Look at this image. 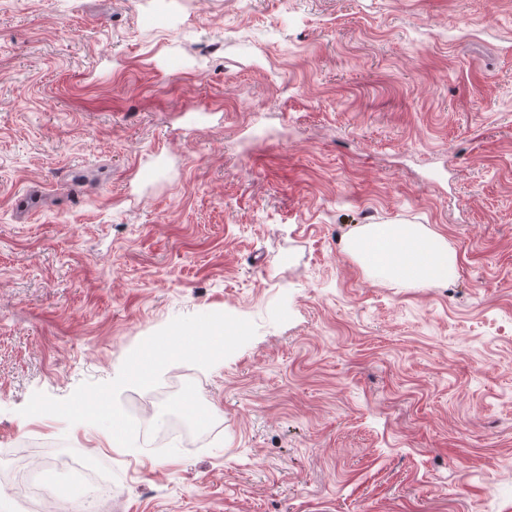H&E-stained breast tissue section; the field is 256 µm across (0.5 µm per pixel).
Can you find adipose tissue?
<instances>
[{
  "label": "adipose tissue",
  "mask_w": 512,
  "mask_h": 512,
  "mask_svg": "<svg viewBox=\"0 0 512 512\" xmlns=\"http://www.w3.org/2000/svg\"><path fill=\"white\" fill-rule=\"evenodd\" d=\"M342 249L364 269L391 282L434 288L456 275L457 258L447 239L422 224H366L344 240ZM189 354L208 360L223 356V324L175 330L135 356L132 370L145 379L158 362Z\"/></svg>",
  "instance_id": "ef3b65f1"
}]
</instances>
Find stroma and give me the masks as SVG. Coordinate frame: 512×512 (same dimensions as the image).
Masks as SVG:
<instances>
[{"mask_svg":"<svg viewBox=\"0 0 512 512\" xmlns=\"http://www.w3.org/2000/svg\"><path fill=\"white\" fill-rule=\"evenodd\" d=\"M364 224L457 278L367 273ZM207 319L223 358L131 376ZM175 379L207 427L139 437ZM61 456L102 512H512V0H0V512ZM342 249L391 282L434 288L456 275L457 258L447 239L423 224H364L343 241Z\"/></svg>","mask_w":512,"mask_h":512,"instance_id":"stroma-1","label":"stroma"}]
</instances>
